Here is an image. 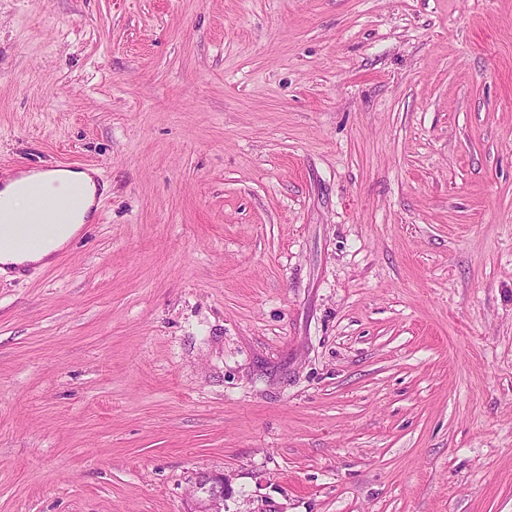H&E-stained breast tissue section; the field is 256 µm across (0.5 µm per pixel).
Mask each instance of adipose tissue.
<instances>
[{"label": "adipose tissue", "instance_id": "1", "mask_svg": "<svg viewBox=\"0 0 512 512\" xmlns=\"http://www.w3.org/2000/svg\"><path fill=\"white\" fill-rule=\"evenodd\" d=\"M34 183L49 191H64L78 188L80 206L73 213L67 224L62 226L57 235L44 247L29 251L14 248L0 249V267L17 268L22 266L50 265L57 252L76 239L84 225L91 220L94 213L97 184L92 175L85 170L68 168H48L35 170L8 178L0 186V211L7 215L29 213L33 210V201L26 191L27 184Z\"/></svg>", "mask_w": 512, "mask_h": 512}]
</instances>
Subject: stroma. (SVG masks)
Here are the masks:
<instances>
[{"mask_svg": "<svg viewBox=\"0 0 512 512\" xmlns=\"http://www.w3.org/2000/svg\"><path fill=\"white\" fill-rule=\"evenodd\" d=\"M0 512H512V0H0ZM28 183H35L52 192L77 187L80 190V206L70 216L69 222L44 247L33 251L0 248V272L3 274L7 272V268L50 265L56 253L79 236L84 224L92 219L94 213L97 184L88 171L48 168L21 173L20 176L8 178L4 182L0 191V202L4 206L3 211H0V220L7 215L32 212V197L25 189ZM24 222V221H20ZM26 223L25 233L21 240V243L27 248H37L39 247L46 237H48L55 224H43L38 222H24Z\"/></svg>", "mask_w": 512, "mask_h": 512, "instance_id": "35a3bbf8", "label": "stroma"}]
</instances>
